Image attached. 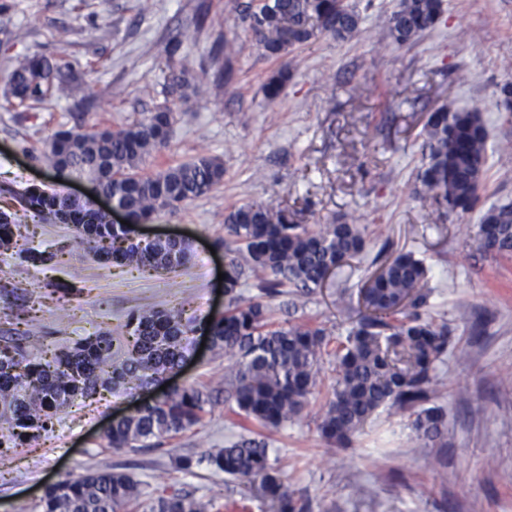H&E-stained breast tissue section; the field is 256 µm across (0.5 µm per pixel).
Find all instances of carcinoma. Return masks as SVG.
Returning <instances> with one entry per match:
<instances>
[{"label":"carcinoma","instance_id":"carcinoma-1","mask_svg":"<svg viewBox=\"0 0 512 512\" xmlns=\"http://www.w3.org/2000/svg\"><path fill=\"white\" fill-rule=\"evenodd\" d=\"M442 0H400L386 19L393 43L404 45L442 16ZM245 31L268 57L282 63L264 84L267 100L284 92L291 73L288 56L319 35L338 40L357 35L360 11L339 0H250L243 5ZM65 58L32 54L14 61L4 96L26 107L48 96L74 93ZM192 80L184 70L168 79L165 104L123 127L102 121L61 124L45 142L41 158L56 176L83 179L91 193L105 194L126 210L132 226L114 224L91 199H75L56 189L29 187L20 194L30 216L68 224L76 242L105 264L134 266L170 274L186 265L185 240H140L134 226L161 211L174 213L207 195L224 180L218 157L196 156L153 172L142 168L148 157H161L171 146L177 113L189 98ZM422 165L414 192L440 217L466 214L480 201L487 165V137L478 113H430L423 129ZM0 248L9 250L21 236V225L0 211ZM224 232L239 259L228 272L231 305L211 318L186 315L172 307L143 308L127 327L133 341L124 358L112 359L110 334L89 336L50 357L32 358L11 337L0 340V448H18L53 430L56 417L74 401L91 400L103 391L134 396L165 378L171 387L153 402L110 422L106 447L131 452L158 448L200 425L215 395H224L244 423L278 428L303 413L317 388L329 340L325 329L308 322L282 321L270 300L291 296L283 306L298 309L297 299L321 286L327 271L360 258L366 226L349 214L335 224H297L283 210L262 203L234 206L224 218ZM476 238L480 250L512 255V203L490 206L481 216ZM21 262L37 267L57 253L18 249ZM429 269L412 252L385 262L368 283L366 312L352 321L336 341V381L327 394L320 436L331 445L348 446L381 411L408 415L420 447L440 438L445 411L437 365L448 354V322L430 313ZM251 279L258 294L240 300L235 287ZM57 300L80 293L73 283L49 285ZM208 330L211 351L224 356L229 368L207 388L182 384L175 375L188 359L192 335ZM171 467L190 473L203 465L245 487H255L276 512H311L310 503L288 489L269 462L265 441L242 435L200 456L174 453ZM214 504L193 493L141 480L123 466L66 474L45 489L38 512H211Z\"/></svg>","mask_w":512,"mask_h":512}]
</instances>
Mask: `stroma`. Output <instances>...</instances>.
Listing matches in <instances>:
<instances>
[{
	"label": "stroma",
	"instance_id": "stroma-1",
	"mask_svg": "<svg viewBox=\"0 0 512 512\" xmlns=\"http://www.w3.org/2000/svg\"><path fill=\"white\" fill-rule=\"evenodd\" d=\"M363 21L348 40L329 35L296 50L300 64L284 94L268 101L262 86L277 67L253 45L241 23L239 0H0V78L15 58L41 53L73 64L77 89L68 99L26 108L0 99V185L16 191L37 185L89 195L83 181L58 185L41 160L47 138L71 113L118 127L162 102L170 73L188 69L199 93L174 125L164 162L199 155L224 162V181L175 214L161 212L136 236L168 234L188 240L190 261L157 276L104 265L82 249L61 263L32 267L0 251V281L14 297L0 300V334L17 303L35 319L20 343L37 354L97 334L126 341L130 313L147 305L184 307L202 317L222 312L231 295L218 280L235 254L224 246V216L234 205L258 202L293 212L300 224H327L357 212L363 225L384 227L390 255L414 252L432 269L435 317L451 330V346L438 374L447 427L429 470L406 416L381 412L353 447L324 442L317 430L322 394L335 378L325 364L322 391L302 417L262 430L271 463L312 512H512V257L482 253L474 235L484 209L512 202V112L500 88L512 84V0H443L442 19L410 43L392 42L386 17L399 0H355ZM182 44H175L177 33ZM480 113L488 132V162L478 208L437 218L412 193L422 162L420 144L430 112L440 106ZM367 275L358 261L335 270L297 311L330 337L348 322L338 299L357 306ZM82 280L83 295L68 304L48 297L50 281ZM136 401L103 393L75 403L36 445L0 454V512H36L46 484L60 474L126 465L138 477L173 484L212 499L213 512H274L270 501L206 469L174 471L169 448L115 455L101 431L129 413ZM229 406L217 401L204 423L172 440L170 448L200 454L240 433Z\"/></svg>",
	"mask_w": 512,
	"mask_h": 512
}]
</instances>
